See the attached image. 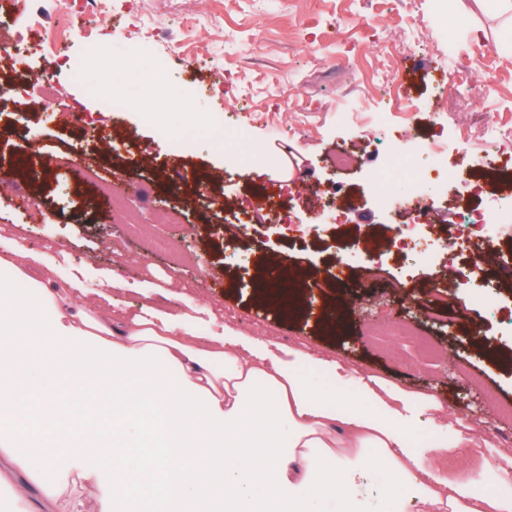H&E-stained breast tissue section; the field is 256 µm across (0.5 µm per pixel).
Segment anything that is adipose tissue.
I'll use <instances>...</instances> for the list:
<instances>
[{"label": "adipose tissue", "mask_w": 512, "mask_h": 512, "mask_svg": "<svg viewBox=\"0 0 512 512\" xmlns=\"http://www.w3.org/2000/svg\"><path fill=\"white\" fill-rule=\"evenodd\" d=\"M0 270L55 311L21 310L0 289V462L45 502L74 473L97 486L96 512H512V496L475 492L467 470L448 469L476 431L412 448L415 420L393 391L367 387V413L311 391L302 350L200 336L187 316L152 308L101 316L106 293L88 300L77 277L46 288L48 270L21 247L0 252ZM378 470L390 481L372 501Z\"/></svg>", "instance_id": "1"}]
</instances>
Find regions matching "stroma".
Masks as SVG:
<instances>
[{
	"label": "stroma",
	"instance_id": "35a3bbf8",
	"mask_svg": "<svg viewBox=\"0 0 512 512\" xmlns=\"http://www.w3.org/2000/svg\"><path fill=\"white\" fill-rule=\"evenodd\" d=\"M166 29L183 50L174 54L156 37ZM507 31L491 8L475 0H106L104 14L88 18L82 33L54 51L31 57L30 72L0 70V225L10 227L0 252L23 245L39 252L51 280L80 277L97 289L114 279L113 301L128 312L153 307L189 315L195 326H230L244 336L274 338L336 360L346 385L312 364L299 373L319 394L343 393L366 407L362 378L401 393L419 420L410 438L427 447L436 436L478 425L486 456L512 460V446L493 435L498 424L486 391L512 403V325L485 319L463 305V291L448 283V252L415 273L411 252L390 251L395 225L408 212H379L365 190L367 171L382 160L365 139L389 144L414 133L419 140H452L458 126L482 130L490 115L512 118V50L501 51ZM105 42L98 71L77 78L67 60L83 55L88 37ZM491 74L490 83L467 91L456 85L458 64ZM55 75L58 95L48 110L22 108L32 94L33 71ZM401 73L400 97L408 114L390 112L374 128L343 123V112L383 105L380 82ZM131 91L129 107L109 109L113 95ZM254 102L231 107L229 94ZM243 131L251 150L265 153L266 176L254 166L225 159ZM86 165L66 166L73 149ZM353 154L336 170L329 159ZM294 159L284 189L285 208L298 232L279 214L263 224H228L242 201L279 183V170ZM108 172L124 211L87 181V166ZM36 202L20 204L14 186ZM346 215L330 225L332 204ZM175 211L177 223L151 226L153 212ZM138 214L148 237L131 232L125 211ZM370 234L381 249L351 251L359 285L330 276L338 247L350 234ZM179 245L187 260L176 265L166 251L147 249V239ZM283 272L301 271L319 281L307 291L306 310L285 316L252 288L266 255ZM444 287L437 317L415 300L426 286ZM337 311L340 330L313 318L316 309ZM411 323L443 359L419 363L411 339L386 335L389 320ZM464 361L484 385L458 378L448 355ZM438 398L446 418L425 421L424 407Z\"/></svg>",
	"mask_w": 512,
	"mask_h": 512
}]
</instances>
